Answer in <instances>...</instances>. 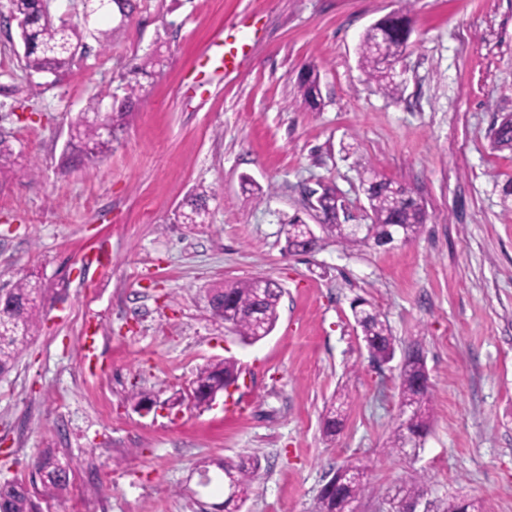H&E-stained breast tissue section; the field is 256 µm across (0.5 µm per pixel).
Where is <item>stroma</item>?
<instances>
[{"instance_id":"35a3bbf8","label":"stroma","mask_w":512,"mask_h":512,"mask_svg":"<svg viewBox=\"0 0 512 512\" xmlns=\"http://www.w3.org/2000/svg\"><path fill=\"white\" fill-rule=\"evenodd\" d=\"M56 75L25 70L16 28L0 26V288L23 274L48 290L39 332L0 375V482L30 480L52 451L74 465L41 512H222V467L259 457L241 512H314L347 462L375 489L355 512H390L421 483L420 512L451 496L512 512V149L492 130L512 115V0H136ZM407 11L411 35L394 65L395 94L358 61L366 29ZM253 33L238 62L201 73L215 37ZM144 92L111 153L66 166L68 125L88 99L121 94L135 66ZM315 72L319 110L301 102ZM35 175H26L30 163ZM371 168L405 186L426 222L407 243L315 252L285 248L293 217L314 224L308 189L335 186L349 223L370 221ZM213 188L208 223L174 214ZM107 252L101 267L91 258ZM268 277L279 319L247 344L213 315L208 290ZM364 299L397 351L420 344L433 389L431 430L416 454L390 456L401 361L375 364L351 304ZM98 336L95 369L83 363ZM240 367L231 399L195 407L199 367ZM350 394L343 427L325 437L326 405ZM158 402L141 415L131 395ZM184 397L173 406V394Z\"/></svg>"}]
</instances>
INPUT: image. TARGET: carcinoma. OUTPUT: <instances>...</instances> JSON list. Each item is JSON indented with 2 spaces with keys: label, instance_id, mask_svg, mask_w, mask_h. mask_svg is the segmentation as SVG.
Returning <instances> with one entry per match:
<instances>
[{
  "label": "carcinoma",
  "instance_id": "obj_1",
  "mask_svg": "<svg viewBox=\"0 0 512 512\" xmlns=\"http://www.w3.org/2000/svg\"><path fill=\"white\" fill-rule=\"evenodd\" d=\"M10 16L21 21L19 36L24 46V67L35 73L56 74L72 65L79 51L85 49V39L93 37L101 50L109 46V31L89 28L87 23H58L47 0H9ZM410 21L404 14L393 13L372 26L360 44L359 61L367 74L389 92L396 90L390 67L407 47ZM303 99L311 108L320 105V89L317 78L306 75L301 82ZM142 85L129 82L125 96L110 111H101L102 99L91 98L84 111L69 123L66 152L73 161L84 158L96 159L112 151V140L103 135L102 128L113 130L124 125L129 115L128 104L140 97ZM497 147L512 146V122L502 121L493 132ZM364 194L372 212V223L365 232H357L349 224L340 221L342 203L336 189L321 187L316 217L323 228L336 238V242L348 248H381L391 244L390 234L398 228L405 241L414 239L425 223L423 205L405 190L399 194L393 190V182L381 177L375 170L364 171ZM214 191L200 187L189 194L180 205L176 220L180 224H205L208 220V202ZM307 238L312 249L320 246V239L313 234L310 225L297 219L289 222L286 232L287 250L297 252V240ZM209 294L224 302L223 308L214 315L233 321V329L249 343L259 341L254 328L260 322L266 332H271L279 318L278 306L281 290L278 285L263 278L226 281L209 290ZM44 288L26 276L12 285L9 303L0 307V374L9 372L25 351L38 331L40 304ZM356 327L371 359L378 363L391 361L395 354L394 338L381 313L374 307L358 301L352 306ZM239 368L233 360L210 363L200 368L194 385L195 405H208V396L221 392L238 379ZM428 376L424 356L417 346L407 350V358L400 373V405L412 411L409 422L398 421L386 442L389 456H401L405 449H415L428 432L431 422V388L421 383ZM343 425L342 412L336 407L324 414V433L334 436ZM42 493L52 495L67 488L71 466L63 464L51 452H45L36 464ZM259 469L258 459H247L224 468V477L232 480L240 492L248 490ZM334 487L322 493L318 500V512H352L353 502L373 494V488L365 480L364 469L357 464H346L336 469L332 476ZM419 487L413 485L399 489L392 497L393 512H400L402 504L417 500ZM0 512H38L36 492L23 481L0 484ZM439 512H483L475 498L450 497Z\"/></svg>",
  "mask_w": 512,
  "mask_h": 512
}]
</instances>
